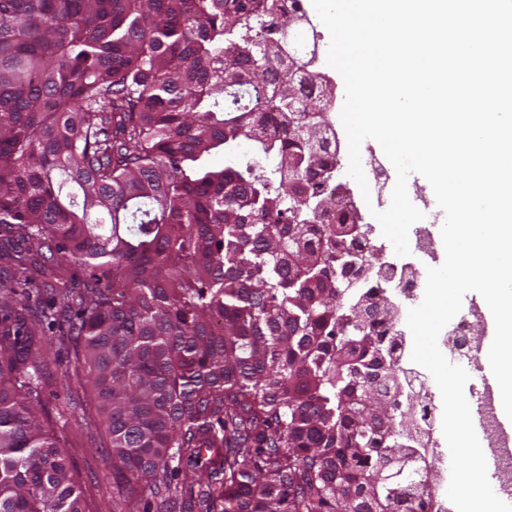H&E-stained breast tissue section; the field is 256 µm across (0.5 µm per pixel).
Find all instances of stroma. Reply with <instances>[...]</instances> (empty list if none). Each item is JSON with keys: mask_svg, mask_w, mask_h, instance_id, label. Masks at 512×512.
<instances>
[{"mask_svg": "<svg viewBox=\"0 0 512 512\" xmlns=\"http://www.w3.org/2000/svg\"><path fill=\"white\" fill-rule=\"evenodd\" d=\"M312 25L319 39L320 55L316 68L331 84L334 92L333 102L326 110L328 121L339 130V139L347 134L341 129V110L345 100V85L341 74L328 65L326 52L330 35L320 20ZM408 194L412 203L423 209L425 224L435 238L433 254L412 250L406 256V263L418 269L427 266H439L445 258L443 242L440 238L441 224L445 220L443 210L438 206L434 192L428 181L418 174L408 179ZM44 346L51 352L49 376L45 391L49 418L45 426L65 443L66 454L76 482L82 490L83 505L86 512H132L133 502L118 490L112 481V465L108 459V438L101 425V417L92 402L91 383L87 376L64 383L62 374L72 369L74 357L68 354L56 337L46 336Z\"/></svg>", "mask_w": 512, "mask_h": 512, "instance_id": "obj_1", "label": "stroma"}]
</instances>
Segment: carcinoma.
Listing matches in <instances>:
<instances>
[{"label": "carcinoma", "instance_id": "obj_1", "mask_svg": "<svg viewBox=\"0 0 512 512\" xmlns=\"http://www.w3.org/2000/svg\"><path fill=\"white\" fill-rule=\"evenodd\" d=\"M292 17L0 0V512H85L41 421L47 329L155 512L420 509L394 322L362 296L390 277L342 183L315 219L336 131L288 100Z\"/></svg>", "mask_w": 512, "mask_h": 512}]
</instances>
